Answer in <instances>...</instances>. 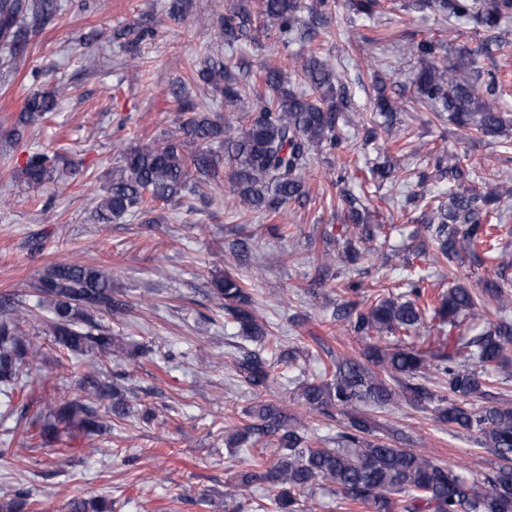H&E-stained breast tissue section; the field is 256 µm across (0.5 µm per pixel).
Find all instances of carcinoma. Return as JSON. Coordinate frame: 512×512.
Segmentation results:
<instances>
[{
  "instance_id": "cac0c4a2",
  "label": "carcinoma",
  "mask_w": 512,
  "mask_h": 512,
  "mask_svg": "<svg viewBox=\"0 0 512 512\" xmlns=\"http://www.w3.org/2000/svg\"><path fill=\"white\" fill-rule=\"evenodd\" d=\"M358 18H373L382 7L380 0H347ZM330 0H318V7L304 0H224V13L217 16L224 43L256 41L255 32L274 24L280 43L288 47L300 42L306 50L291 56L294 70L304 89L297 90L285 79L277 65L264 64L259 80L264 90L246 91L232 71V64L208 59L189 63L191 77L204 83L224 100V111H204L182 92L172 93L179 116L172 130L159 141L128 146L113 143L118 165L103 186L99 202L91 213L96 224H110L125 217L147 218L155 205L178 203L188 210L205 202L200 188L226 187L232 206L246 215L253 211L271 215L283 213L288 204L307 200L304 181L314 151L336 148L340 141L338 123L354 111L351 95L332 65L308 48ZM407 8L430 12L452 23H472L490 36L479 50L460 49L439 65L440 41L428 38L414 46L420 68L408 98L394 99L386 94V81H378L374 99L375 114L393 121L406 106H427L435 117L448 119L470 132L476 140L500 137L512 127V115L501 111L495 100L496 78L485 76L477 67L476 56L492 54L501 47L496 35L501 23L512 19V0H408ZM57 0H0V49L12 67L26 64L30 38L57 12ZM307 16H302V13ZM59 91L33 90L24 100L16 124L5 139H22V129L46 121L57 108ZM35 149L12 171V178L30 188L66 180L81 164L64 165L62 151ZM400 168L390 160L371 168L379 183L402 184ZM448 191L436 194L426 188L428 177L418 176L419 190L411 191L406 203L421 209L418 223L437 245L434 262L455 275L462 255L478 258L477 250H494L491 220L500 204L512 198V180L507 178L490 187L478 186L465 172L459 157L448 156ZM338 206L351 224L365 226V239L376 237L381 225L348 189L337 194ZM512 284V267L501 264L498 279L488 281L476 292L455 286L443 294L433 308L440 322L449 328L460 325L459 318L472 315L485 319L478 336L459 346L447 337L423 346L410 337L419 332L424 311L419 301L426 294L424 278H408L406 300L375 297L366 306L353 299L359 285H340L343 299L337 317L345 319L353 331L372 341L366 357L381 367L388 380L377 376L367 365L351 358L336 360L330 379L283 378L273 367L295 360L293 351L276 345L266 346L270 331L256 315L249 288L226 271L212 280V292L224 317L239 326L241 335L261 345L259 349H239L235 358L238 375L251 387L266 390L272 385L288 389L298 382V398L306 406L324 414L339 408L348 415L336 436V447L313 448L305 427L269 402L252 414L253 422L229 438L236 444L250 438L270 444L274 461L263 460L241 476V484L267 485L270 512H305V493L312 486L328 483L348 506L362 505L371 512H512V407L479 406L488 395L484 375L492 367H506L512 349V323L485 317L487 299L500 304L509 301L507 286ZM29 288L38 298L31 305L19 296L0 298V393L5 398L24 386L29 367L39 350L28 339L29 331L42 324L60 348L88 356L120 360L136 352L124 337L112 333L110 323L127 315L129 304L117 298L112 275L82 262L50 265ZM49 305L51 317L43 320L37 309ZM405 333L409 341L388 353L376 340L384 333ZM430 368L442 381L443 393L434 394L424 384L423 370ZM406 401L413 406L438 402L442 419L450 425L478 431L480 444L500 460L493 474L471 482L461 468L437 464L423 454L400 448L375 436V421L362 405L385 408ZM114 420L130 416L126 396L116 385L92 374L79 377L75 394L49 402L46 417L38 431L44 442L60 436V428L77 429L87 437L102 432L100 409ZM31 492L22 490L0 502V512H20Z\"/></svg>"
}]
</instances>
